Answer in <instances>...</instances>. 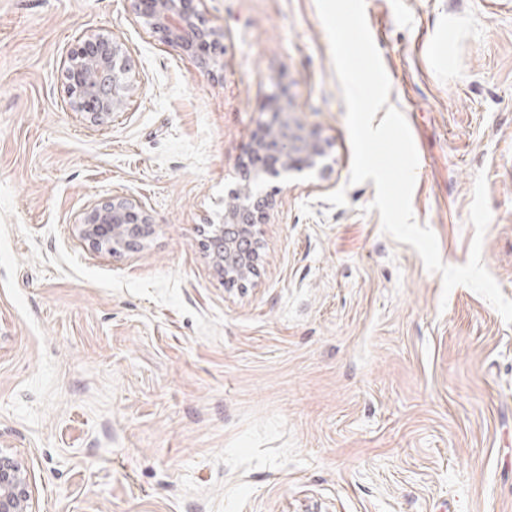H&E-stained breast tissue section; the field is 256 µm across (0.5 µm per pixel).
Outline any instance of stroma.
Wrapping results in <instances>:
<instances>
[{
    "mask_svg": "<svg viewBox=\"0 0 512 512\" xmlns=\"http://www.w3.org/2000/svg\"><path fill=\"white\" fill-rule=\"evenodd\" d=\"M417 152L412 209L512 299V0H365ZM223 67L200 71L133 0H0V448L39 512H512V324L443 293L350 183L346 105L315 0H201ZM122 43L137 89L88 125L63 86L77 40ZM320 139L274 179L257 276L202 246L275 87ZM124 194L143 248L78 222ZM152 224V216L137 200L112 196L85 212L79 234L93 250L115 255L139 250Z\"/></svg>",
    "mask_w": 512,
    "mask_h": 512,
    "instance_id": "35a3bbf8",
    "label": "stroma"
}]
</instances>
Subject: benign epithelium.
Here are the masks:
<instances>
[{
    "label": "benign epithelium",
    "instance_id": "obj_1",
    "mask_svg": "<svg viewBox=\"0 0 512 512\" xmlns=\"http://www.w3.org/2000/svg\"><path fill=\"white\" fill-rule=\"evenodd\" d=\"M135 10L166 44L180 49L201 69L222 66L224 44L206 27L196 0H133ZM65 88L71 109L100 126L112 119L133 96L131 65L121 45L98 37L81 40L64 60ZM325 155L323 143L302 128L280 121L262 126L246 149L240 180L224 200V218L209 225L205 249L214 271L231 284L257 270L259 230L278 188L263 189L265 176L311 167ZM152 216L135 199L114 196L85 212L81 238L107 254L135 252L152 232ZM0 512H37L31 475L15 454L0 449Z\"/></svg>",
    "mask_w": 512,
    "mask_h": 512
}]
</instances>
